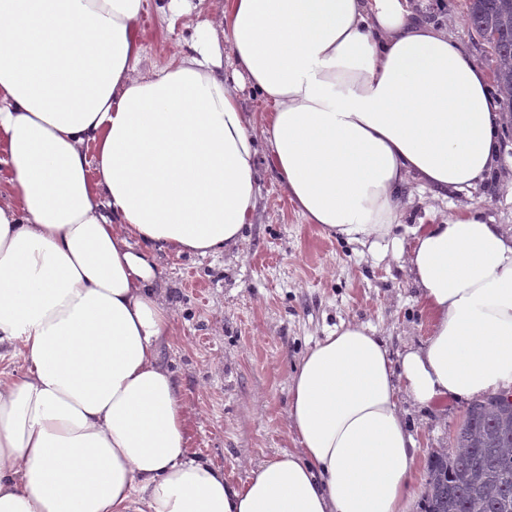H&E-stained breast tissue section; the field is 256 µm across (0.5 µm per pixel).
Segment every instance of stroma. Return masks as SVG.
<instances>
[{
	"label": "stroma",
	"mask_w": 512,
	"mask_h": 512,
	"mask_svg": "<svg viewBox=\"0 0 512 512\" xmlns=\"http://www.w3.org/2000/svg\"><path fill=\"white\" fill-rule=\"evenodd\" d=\"M147 0L139 20L146 53L143 71L169 63L187 48L196 24L182 17L165 26ZM426 20L475 56L487 70L495 59L467 23L469 0H416ZM260 193L238 250L215 255L155 254V285L176 312L174 334L161 348L184 402L192 411L190 449L241 484L267 460L294 449L288 409L291 374L299 355L344 322L375 328L392 353L424 342L431 323L404 260L411 237L398 232L374 249L350 246L320 225L304 223L260 151ZM407 223H430L480 199L495 223L512 227V198L497 186L472 196L436 198L411 184ZM467 402L445 410L410 408L407 420L419 448L411 481V512H421L428 456L449 445Z\"/></svg>",
	"instance_id": "35a3bbf8"
}]
</instances>
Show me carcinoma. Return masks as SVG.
<instances>
[{"mask_svg": "<svg viewBox=\"0 0 512 512\" xmlns=\"http://www.w3.org/2000/svg\"><path fill=\"white\" fill-rule=\"evenodd\" d=\"M467 22L493 50L498 82L512 88V0H470ZM451 447L429 454L422 512H512V400L472 403Z\"/></svg>", "mask_w": 512, "mask_h": 512, "instance_id": "1", "label": "carcinoma"}]
</instances>
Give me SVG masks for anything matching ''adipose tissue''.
I'll use <instances>...</instances> for the list:
<instances>
[{
    "label": "adipose tissue",
    "instance_id": "obj_1",
    "mask_svg": "<svg viewBox=\"0 0 512 512\" xmlns=\"http://www.w3.org/2000/svg\"><path fill=\"white\" fill-rule=\"evenodd\" d=\"M144 4L0 0V346L23 357L0 377V512H410L400 396L512 394V229L477 203L403 224L411 183L512 168L486 68L410 0H224L147 76ZM239 80L272 112L249 118ZM263 144L306 223L369 248L407 227L431 334L397 360L363 323L318 341L298 451L237 485L189 452L153 253L235 248Z\"/></svg>",
    "mask_w": 512,
    "mask_h": 512
}]
</instances>
